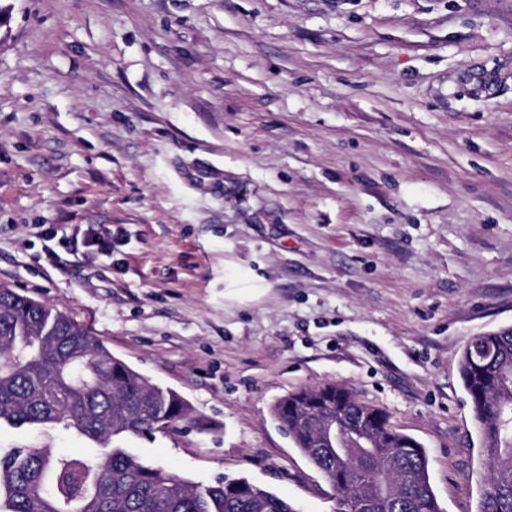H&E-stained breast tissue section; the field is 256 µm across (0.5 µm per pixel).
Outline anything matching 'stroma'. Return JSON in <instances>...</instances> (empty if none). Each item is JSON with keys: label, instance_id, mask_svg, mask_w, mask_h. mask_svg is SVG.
Wrapping results in <instances>:
<instances>
[{"label": "stroma", "instance_id": "35a3bbf8", "mask_svg": "<svg viewBox=\"0 0 512 512\" xmlns=\"http://www.w3.org/2000/svg\"><path fill=\"white\" fill-rule=\"evenodd\" d=\"M0 284L187 401L125 440L146 464L336 512L272 409L340 383L478 512L459 362L512 326V0H0ZM45 442L87 446L0 431Z\"/></svg>", "mask_w": 512, "mask_h": 512}]
</instances>
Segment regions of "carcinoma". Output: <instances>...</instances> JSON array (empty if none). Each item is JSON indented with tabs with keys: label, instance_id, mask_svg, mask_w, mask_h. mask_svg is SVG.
Wrapping results in <instances>:
<instances>
[{
	"label": "carcinoma",
	"instance_id": "cac0c4a2",
	"mask_svg": "<svg viewBox=\"0 0 512 512\" xmlns=\"http://www.w3.org/2000/svg\"><path fill=\"white\" fill-rule=\"evenodd\" d=\"M477 340L486 354L466 346L460 376L490 471L479 512H512V327ZM328 411L348 423L342 448L323 447L305 423ZM273 413L333 490L359 499L358 512H441L425 449L346 387L290 393ZM179 422L194 419L176 391L149 382L65 314L0 285V429L62 428L93 444L79 454L0 450V512H296L246 478L193 484L117 444Z\"/></svg>",
	"mask_w": 512,
	"mask_h": 512
}]
</instances>
